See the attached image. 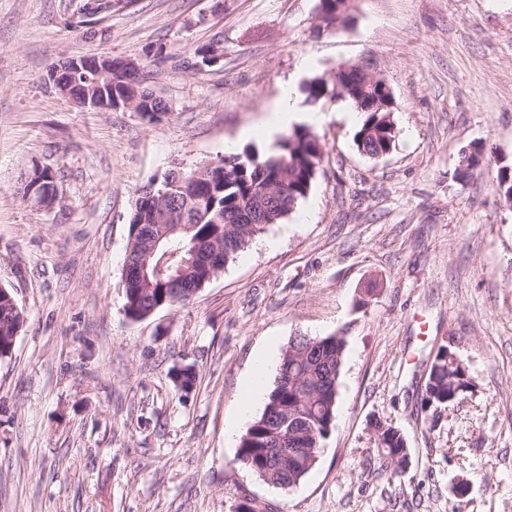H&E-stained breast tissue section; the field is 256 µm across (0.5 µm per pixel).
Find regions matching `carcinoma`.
<instances>
[{
  "label": "carcinoma",
  "mask_w": 512,
  "mask_h": 512,
  "mask_svg": "<svg viewBox=\"0 0 512 512\" xmlns=\"http://www.w3.org/2000/svg\"><path fill=\"white\" fill-rule=\"evenodd\" d=\"M367 69L354 65L336 70L329 79L314 77L302 87L305 100L348 102L363 121L355 135L359 151L368 155L395 146L392 112L372 107L373 90L363 91ZM148 65L136 69L112 59V106L138 94L139 109L149 119L162 115L164 99L148 83ZM48 80L76 105L97 93L91 74L48 71ZM323 144L307 126L282 134L274 148L255 146L183 172L196 180L172 186L169 170L156 183L155 198L137 196L129 220L126 255L147 259L146 269L123 282L124 312L132 320L145 318L152 308L188 304L193 296L252 240L272 224H279L307 198L322 161ZM57 175L49 168H32L23 179L22 195L29 191L48 207L57 196ZM160 240L146 255L148 238ZM24 323L23 311L13 312L0 302V353L11 349L13 336ZM346 342L342 336H296L288 342L262 414L241 437L236 462L264 480L290 488L315 466L324 441L334 427L339 379ZM169 377L187 397L196 384V371L186 364L172 366ZM465 367L446 345L426 363L422 403L447 406L468 387ZM381 465L399 470L406 456V440L390 424L371 423Z\"/></svg>",
  "instance_id": "1"
}]
</instances>
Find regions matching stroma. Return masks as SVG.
I'll use <instances>...</instances> for the list:
<instances>
[{"label":"stroma","instance_id":"1","mask_svg":"<svg viewBox=\"0 0 512 512\" xmlns=\"http://www.w3.org/2000/svg\"><path fill=\"white\" fill-rule=\"evenodd\" d=\"M0 0V288L25 322L0 359V512H512V0H354L319 31L318 0ZM218 45L222 58L205 62ZM308 67H300L302 56ZM82 56L135 58L171 110H83L47 80ZM358 63L385 79L400 130L373 158L349 106L315 104L324 155L307 223L257 236L189 304L134 321L123 261L136 192L250 146L286 84ZM253 129L243 137L244 129ZM484 145L479 169L461 152ZM52 206L23 201L32 166ZM346 340L335 427L290 488L236 462L263 397L242 387L269 341ZM450 342L470 386L421 404L422 359ZM191 364L179 398L169 377ZM406 439L380 468L371 423ZM469 491L458 496L457 482ZM57 175L49 168L33 167L24 177L22 195L27 200L28 192L36 186L34 193L39 196V203L42 206L52 205L57 196L58 182ZM182 369H177V364L169 370V377L175 389L182 396L188 397L196 384V371L192 365L185 364Z\"/></svg>","mask_w":512,"mask_h":512}]
</instances>
